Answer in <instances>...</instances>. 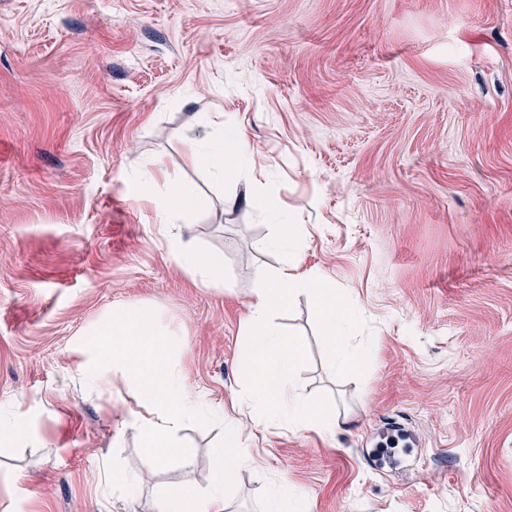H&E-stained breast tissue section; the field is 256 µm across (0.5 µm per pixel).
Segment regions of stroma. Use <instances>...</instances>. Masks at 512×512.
Wrapping results in <instances>:
<instances>
[{"label": "stroma", "instance_id": "35a3bbf8", "mask_svg": "<svg viewBox=\"0 0 512 512\" xmlns=\"http://www.w3.org/2000/svg\"><path fill=\"white\" fill-rule=\"evenodd\" d=\"M221 125L249 150L231 179L186 159ZM141 170L191 188V223L139 198ZM284 221L296 249L268 245ZM171 236L222 279L197 284ZM292 261L354 302L368 369L332 373L311 298L276 316L303 396L344 422L244 419L228 512L283 483L288 512H512V0H0V512L207 491L219 428L185 425L188 463L139 479L140 397L92 390L81 341L149 306L232 414L252 270Z\"/></svg>", "mask_w": 512, "mask_h": 512}]
</instances>
